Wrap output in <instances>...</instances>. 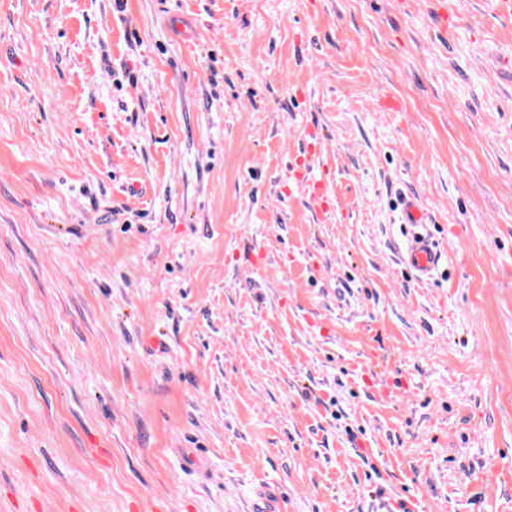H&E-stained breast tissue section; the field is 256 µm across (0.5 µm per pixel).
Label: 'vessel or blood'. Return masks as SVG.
Listing matches in <instances>:
<instances>
[{"mask_svg": "<svg viewBox=\"0 0 512 512\" xmlns=\"http://www.w3.org/2000/svg\"><path fill=\"white\" fill-rule=\"evenodd\" d=\"M318 154L309 152L297 157L290 164L294 170V181L304 188L305 199L310 210L318 215L331 212L330 200L326 195L322 178L313 174V167L319 164ZM401 221L410 226L411 232L397 249V260L404 265L419 282L430 281L437 269L442 253L438 242L427 230L429 216L414 196H406L402 202ZM253 512H283L282 500L274 490L258 489L252 503Z\"/></svg>", "mask_w": 512, "mask_h": 512, "instance_id": "1", "label": "vessel or blood"}]
</instances>
